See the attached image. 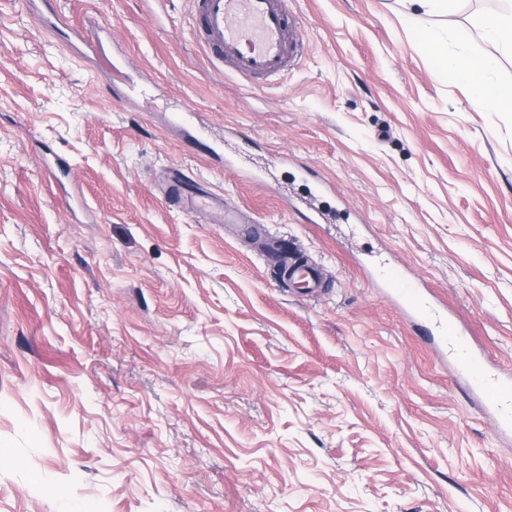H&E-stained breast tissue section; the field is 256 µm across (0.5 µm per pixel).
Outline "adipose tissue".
Segmentation results:
<instances>
[{
	"instance_id": "obj_1",
	"label": "adipose tissue",
	"mask_w": 512,
	"mask_h": 512,
	"mask_svg": "<svg viewBox=\"0 0 512 512\" xmlns=\"http://www.w3.org/2000/svg\"><path fill=\"white\" fill-rule=\"evenodd\" d=\"M403 2L408 16L416 25L423 47L439 61L442 71L462 80L475 100L498 112H512V86L498 84L491 79L499 57H512V13L487 15L477 22L481 38L495 46V54L452 56L446 42L427 24L426 19L451 14L457 0Z\"/></svg>"
}]
</instances>
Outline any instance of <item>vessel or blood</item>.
Returning a JSON list of instances; mask_svg holds the SVG:
<instances>
[{"label": "vessel or blood", "mask_w": 512, "mask_h": 512, "mask_svg": "<svg viewBox=\"0 0 512 512\" xmlns=\"http://www.w3.org/2000/svg\"><path fill=\"white\" fill-rule=\"evenodd\" d=\"M193 27L209 57L245 79L281 76L306 52L301 22L288 0H195ZM196 198L198 208L220 209L225 223H239L246 234L256 233V226L243 224L223 198L208 191L197 192ZM288 279L312 291L321 286L318 267L304 258L289 262ZM393 301L437 337L441 353L453 359L458 374L492 416L498 436L511 437L512 374L497 370L473 347L466 330L426 302L419 289H396Z\"/></svg>", "instance_id": "b4317fda"}]
</instances>
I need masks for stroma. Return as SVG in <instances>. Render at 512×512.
<instances>
[{"label": "stroma", "instance_id": "obj_1", "mask_svg": "<svg viewBox=\"0 0 512 512\" xmlns=\"http://www.w3.org/2000/svg\"><path fill=\"white\" fill-rule=\"evenodd\" d=\"M289 2L307 51L248 85L192 0H0V512H512V439L377 274L512 373V114L439 74L398 0ZM489 10L429 23L491 55ZM173 167L325 293L173 206ZM288 281L313 292L321 287V273L316 265L309 264L303 256L292 262L288 258Z\"/></svg>", "mask_w": 512, "mask_h": 512}]
</instances>
